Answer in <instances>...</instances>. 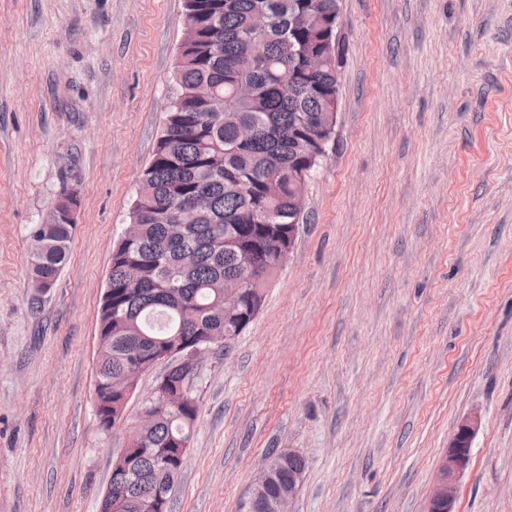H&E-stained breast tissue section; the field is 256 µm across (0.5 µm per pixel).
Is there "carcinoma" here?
Returning a JSON list of instances; mask_svg holds the SVG:
<instances>
[{
	"label": "carcinoma",
	"instance_id": "obj_1",
	"mask_svg": "<svg viewBox=\"0 0 512 512\" xmlns=\"http://www.w3.org/2000/svg\"><path fill=\"white\" fill-rule=\"evenodd\" d=\"M186 42L179 52L165 126L139 181L130 223L138 237L117 242L102 301L94 401L101 429L125 416L120 392L130 358L177 341L238 336L263 305V292L288 249L295 187L304 163L295 131L330 123L327 95L338 70L311 76L305 53L321 39L336 0H186ZM267 17L257 33L252 18ZM250 127L254 135L239 138ZM73 223L49 218L31 231L30 275L36 290L54 287L69 259ZM246 279L243 319L224 318V281ZM199 405L159 413L147 442L131 450L137 470L115 459L99 512H140L143 499L170 491L182 473L179 453L191 440ZM306 459L287 458L265 485L256 512L288 490V472Z\"/></svg>",
	"mask_w": 512,
	"mask_h": 512
}]
</instances>
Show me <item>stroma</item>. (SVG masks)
Returning a JSON list of instances; mask_svg holds the SVG:
<instances>
[{"instance_id": "1", "label": "stroma", "mask_w": 512, "mask_h": 512, "mask_svg": "<svg viewBox=\"0 0 512 512\" xmlns=\"http://www.w3.org/2000/svg\"><path fill=\"white\" fill-rule=\"evenodd\" d=\"M336 135L261 312L191 371L174 512H239L273 448L293 512H512V0H341ZM183 0H0V512H97L126 425L93 403L112 249L162 132ZM78 203L31 286L30 230ZM481 424L478 413H471L459 422L438 465L430 512H457V483L470 466L473 440Z\"/></svg>"}]
</instances>
